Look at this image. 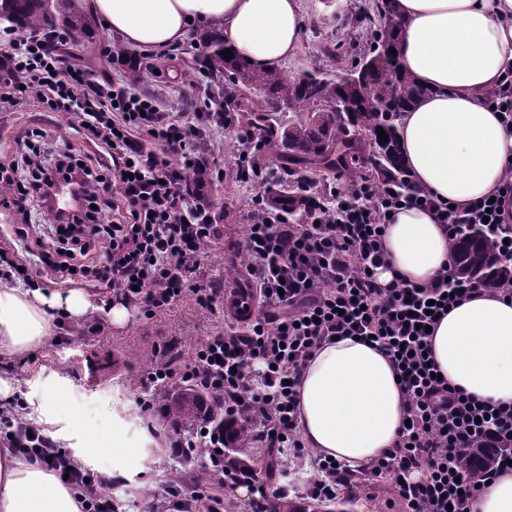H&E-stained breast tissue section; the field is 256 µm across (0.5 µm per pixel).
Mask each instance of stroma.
Segmentation results:
<instances>
[{
	"instance_id": "stroma-1",
	"label": "stroma",
	"mask_w": 512,
	"mask_h": 512,
	"mask_svg": "<svg viewBox=\"0 0 512 512\" xmlns=\"http://www.w3.org/2000/svg\"><path fill=\"white\" fill-rule=\"evenodd\" d=\"M364 2L302 0L305 29L295 58L283 67L284 74L316 68L332 73L339 63L368 49L373 29L359 19ZM327 43L334 44L335 57L323 54ZM153 61L159 70L145 77L139 92L150 94L163 89L167 108L172 112L190 111L192 103L204 99L205 86L188 85L181 74L183 63L179 58L161 53ZM70 123L67 114L40 107L0 112V159L16 156L18 138L34 131L42 133L40 145L45 149L59 147L57 135L61 132L71 143H78L79 137L71 131ZM215 164L224 178L214 182L210 197L215 210L225 213L220 222L223 236L202 260L197 275L230 286L243 265L240 244L245 234L244 217L259 188L237 182L230 152L216 155ZM224 328L223 312L202 309L184 298L150 320L139 317L137 310H130L123 325H106L103 333L91 340L70 331L25 356H1L0 375L13 378L16 396L27 405L38 401L45 389H56L61 410L78 416L87 443L103 449L85 468L111 477L109 493L114 512H143L147 492L174 483L179 493L186 494L193 490L195 481L211 477L208 455L196 450L185 454L172 448L174 426L163 420L162 402H155L148 411L138 403L144 395L140 381L150 366L152 352L155 346L167 343L183 362L195 342L221 333ZM85 353L108 361L120 357L124 365L121 377L108 375L98 386L84 387L79 358ZM253 456L252 466L258 472L256 484L287 486L288 499L307 502L306 487L314 477L311 468L297 469L290 456L285 455L269 472L265 466L270 459L263 449H254Z\"/></svg>"
}]
</instances>
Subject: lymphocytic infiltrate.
Returning a JSON list of instances; mask_svg holds the SVG:
<instances>
[{"instance_id": "obj_1", "label": "lymphocytic infiltrate", "mask_w": 512, "mask_h": 512, "mask_svg": "<svg viewBox=\"0 0 512 512\" xmlns=\"http://www.w3.org/2000/svg\"><path fill=\"white\" fill-rule=\"evenodd\" d=\"M0 39L12 61L0 77V112L34 103L54 107L72 115L73 129L95 149L82 158L68 145L50 156L30 143L22 166L0 162V189L18 214L30 202L48 207L53 187L64 180L77 199L67 219L49 214V232L33 236L15 227L28 257L7 260L0 279L27 281L36 274L62 283L78 273L148 319L187 295L211 311L223 304V286L196 275L221 232L209 203L183 186L200 145L219 152L206 129L226 127L223 113L169 112L163 98L138 93L123 79L97 80L90 70L67 64L72 35L52 25L26 34L7 29ZM235 140L237 180L268 184V169L252 161L260 142L256 132L237 130ZM306 184L312 203L304 221L289 223L262 195L245 216V270L257 295L253 319L197 342L185 365L156 364L142 378L143 388L155 391L177 378L246 416L253 447L270 453L285 448L294 462L309 463L312 499L387 480L399 512H472L482 488L512 467V404L478 401L436 378L430 329L485 285L460 280L450 268L421 286L383 284L376 274L387 263L383 232L401 206L432 211L449 241L485 235L512 265V214L506 210L512 164L491 203L454 206L413 182L367 174L326 196L314 178ZM105 212L111 223H101ZM336 336L376 344L398 375L405 400L408 423L393 448L362 469L309 455L296 426L301 373ZM0 426L11 447L76 491L81 512H112L111 478L89 474L38 425L23 420L15 404H0ZM467 448L491 449L493 467L476 475L462 469ZM237 481L234 475L221 478L180 498L163 489L148 501L147 512H220L227 484Z\"/></svg>"}]
</instances>
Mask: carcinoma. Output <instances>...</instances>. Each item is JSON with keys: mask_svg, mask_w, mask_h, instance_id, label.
<instances>
[{"mask_svg": "<svg viewBox=\"0 0 512 512\" xmlns=\"http://www.w3.org/2000/svg\"><path fill=\"white\" fill-rule=\"evenodd\" d=\"M51 0H0V19L21 29L39 30L50 21ZM57 19L72 34L91 37L97 28L81 0H56ZM373 25L376 45L345 64L339 73L321 70L291 77L280 71L253 70L236 58L223 57L224 41L214 30L196 33L186 49L188 77H203L207 100L220 108L232 125H246L262 134L260 150L278 170L266 197L290 220L303 218L307 206L304 175L310 165L360 174L353 157L368 155L381 180H400L406 175L396 144V121L402 112L427 93L405 71L396 47L400 30L396 0H377L360 14ZM128 83L138 85L155 70L144 58L116 47L112 50ZM293 113L286 124L278 122L281 109ZM383 129L387 140L380 139ZM185 185L201 194L212 185L211 170L203 159L184 176ZM457 276L466 281L512 277L499 260L493 243L474 234L453 249ZM210 394L196 389L176 395L165 393V418L191 432L210 406L212 424L224 429V469L253 471L246 437L249 423L239 415H227ZM469 464L480 469L495 461L487 448H469ZM345 496L313 506V512H350Z\"/></svg>", "mask_w": 512, "mask_h": 512, "instance_id": "obj_1", "label": "carcinoma"}]
</instances>
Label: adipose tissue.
Returning <instances> with one entry per match:
<instances>
[{"label":"adipose tissue","instance_id":"1","mask_svg":"<svg viewBox=\"0 0 512 512\" xmlns=\"http://www.w3.org/2000/svg\"><path fill=\"white\" fill-rule=\"evenodd\" d=\"M94 20L126 46L161 53L202 28L224 36L240 61L279 69L301 42V0H83ZM401 66L428 96L402 113L397 135L413 181L441 201L470 203L492 194L512 161V126L489 105L499 76L512 69V0H398ZM381 283L433 280L449 266L448 237L424 209L399 210L385 236ZM83 288H0V355L49 344L56 315L78 322L97 308ZM432 357L463 392L512 403V299L482 291L458 302L436 326ZM404 399L388 359L344 339L316 352L297 396V426L308 448L350 467L392 448ZM0 512H80L74 490L0 442Z\"/></svg>","mask_w":512,"mask_h":512}]
</instances>
